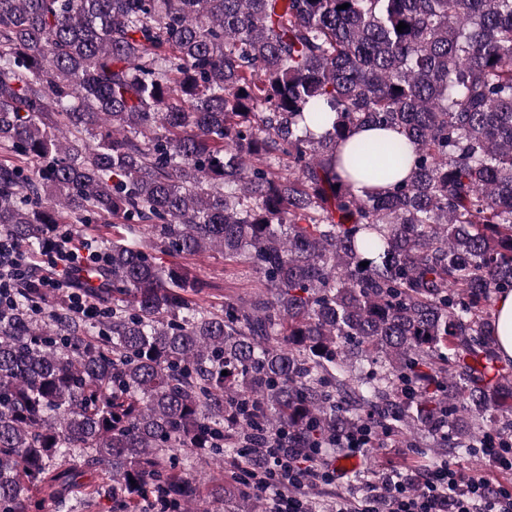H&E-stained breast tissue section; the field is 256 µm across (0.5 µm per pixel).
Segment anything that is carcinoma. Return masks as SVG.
<instances>
[{"mask_svg": "<svg viewBox=\"0 0 512 512\" xmlns=\"http://www.w3.org/2000/svg\"><path fill=\"white\" fill-rule=\"evenodd\" d=\"M348 143L409 177L354 193ZM0 148L34 264L0 314V512H265L193 456L512 432V0H0ZM69 220L112 231L69 287L96 333L36 267ZM207 249L261 291L204 305L158 262ZM495 330L498 351L512 359V292L502 294L495 305Z\"/></svg>", "mask_w": 512, "mask_h": 512, "instance_id": "1", "label": "carcinoma"}]
</instances>
